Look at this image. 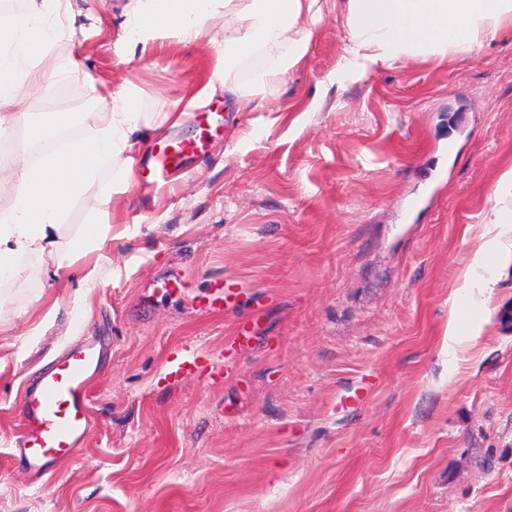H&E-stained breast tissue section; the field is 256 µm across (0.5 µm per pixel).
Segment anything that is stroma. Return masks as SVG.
Listing matches in <instances>:
<instances>
[{
	"mask_svg": "<svg viewBox=\"0 0 512 512\" xmlns=\"http://www.w3.org/2000/svg\"><path fill=\"white\" fill-rule=\"evenodd\" d=\"M347 18V0H322L300 66L261 103L188 112L172 136H198L209 111L223 136L168 183L131 177L105 244L75 255L94 285L55 282L46 256L0 284V512H512L511 257L445 334L512 167V28L340 80ZM223 48L220 17L133 55L107 27L63 37L57 65L82 52L94 85L46 75L18 124L128 81L144 111H168ZM223 279L241 293L210 310ZM247 315L251 341L226 355ZM93 336L110 349L92 432L31 484L10 463L19 401ZM185 344L214 376L161 382Z\"/></svg>",
	"mask_w": 512,
	"mask_h": 512,
	"instance_id": "obj_1",
	"label": "stroma"
}]
</instances>
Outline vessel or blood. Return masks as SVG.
Wrapping results in <instances>:
<instances>
[{
  "label": "vessel or blood",
  "instance_id": "b4317fda",
  "mask_svg": "<svg viewBox=\"0 0 512 512\" xmlns=\"http://www.w3.org/2000/svg\"><path fill=\"white\" fill-rule=\"evenodd\" d=\"M204 130L192 139H163L139 163V178L157 183L187 168L212 138ZM103 345L95 340L67 348L44 366L25 390L20 402L22 432L11 454V462L37 483L51 474L53 464L75 457L91 433L90 381L100 369ZM204 358L194 349L182 347L166 359L164 381L202 371Z\"/></svg>",
  "mask_w": 512,
  "mask_h": 512
}]
</instances>
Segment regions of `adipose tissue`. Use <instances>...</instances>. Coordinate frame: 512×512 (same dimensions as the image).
<instances>
[{
    "instance_id": "ef3b65f1",
    "label": "adipose tissue",
    "mask_w": 512,
    "mask_h": 512,
    "mask_svg": "<svg viewBox=\"0 0 512 512\" xmlns=\"http://www.w3.org/2000/svg\"><path fill=\"white\" fill-rule=\"evenodd\" d=\"M63 3L37 0L0 24L1 136L14 126L3 107H22L25 81L39 76L42 62L64 36L52 22ZM321 13V0H126L112 30L116 47L131 54L168 35L185 44L197 42L215 17H223L218 75L191 93L186 106L156 116L142 111L143 91L134 83L105 91L99 97L104 109L93 113L82 137L34 160L20 152L9 166H0V191L12 196L11 205L0 211V282L16 279L22 258L30 255L50 256L52 275L61 278L75 253L104 243L112 200L126 187L135 156L151 133L180 125L187 107L217 97L248 101L285 80L306 55ZM348 13L338 72L350 77L390 62L472 49L512 24V0H348ZM255 57L261 68L250 85H241L235 73ZM494 197L481 218L485 240L463 274L464 293L489 257L512 254V168L501 174ZM89 199L94 202L90 218L68 245H61L64 216Z\"/></svg>"
}]
</instances>
